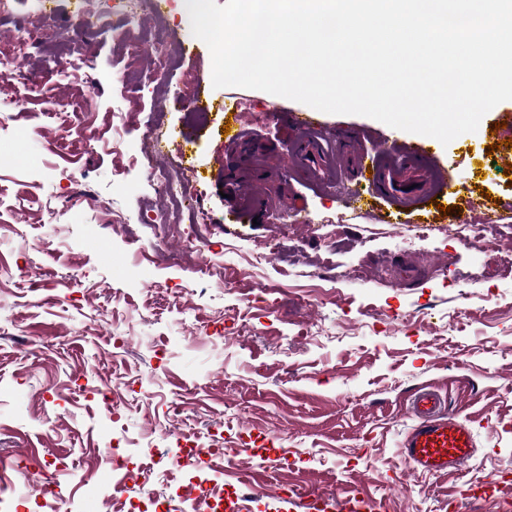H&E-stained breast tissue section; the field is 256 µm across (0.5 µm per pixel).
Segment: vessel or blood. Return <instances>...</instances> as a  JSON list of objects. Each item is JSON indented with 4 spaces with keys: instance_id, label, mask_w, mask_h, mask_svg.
Returning <instances> with one entry per match:
<instances>
[{
    "instance_id": "b4317fda",
    "label": "vessel or blood",
    "mask_w": 512,
    "mask_h": 512,
    "mask_svg": "<svg viewBox=\"0 0 512 512\" xmlns=\"http://www.w3.org/2000/svg\"><path fill=\"white\" fill-rule=\"evenodd\" d=\"M295 159L317 184L345 183L349 201L363 195L381 199L398 212L416 209L424 200L443 192L454 174L436 164L421 146L397 148L374 144L368 147L355 136L331 144L315 119L297 113ZM414 423L401 444V454L416 472L455 475L473 457L471 426L447 410L435 391L419 389L412 401ZM307 512H376L377 503L366 496L333 499L322 494L306 498Z\"/></svg>"
}]
</instances>
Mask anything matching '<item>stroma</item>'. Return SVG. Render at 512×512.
<instances>
[{
  "mask_svg": "<svg viewBox=\"0 0 512 512\" xmlns=\"http://www.w3.org/2000/svg\"><path fill=\"white\" fill-rule=\"evenodd\" d=\"M105 29L75 35L84 0H12L0 13V512H46L36 488L59 486L58 512H119L166 501L210 476L169 455L182 434L235 449L222 479L241 512H306L298 495L366 494L380 512H408L393 488L422 493L420 512H448V495L475 489L462 512H506L512 484V173L498 142L512 125L501 102L476 132L449 144L360 115L314 111L325 132L430 150L454 170L443 206L383 222L312 187L289 156L305 104L248 90L207 88L198 115L184 72L211 70L183 0H163V23L134 31L165 39L179 63L155 74L112 38L119 0H94ZM86 59L62 70L58 44ZM243 107L252 158L222 132ZM194 132L186 157L175 143ZM193 167L190 193L206 219L171 210L141 158ZM265 207L224 197L227 179ZM495 225L493 246L466 239L471 217ZM273 250L253 267L255 252ZM208 262L210 273L197 267ZM430 385L470 418L475 455L460 476L413 473L400 453L411 402ZM114 391L115 406L101 390ZM183 404V415L173 406ZM133 471L114 473L112 444ZM271 449L263 487L239 481Z\"/></svg>",
  "mask_w": 512,
  "mask_h": 512,
  "instance_id": "1",
  "label": "stroma"
}]
</instances>
